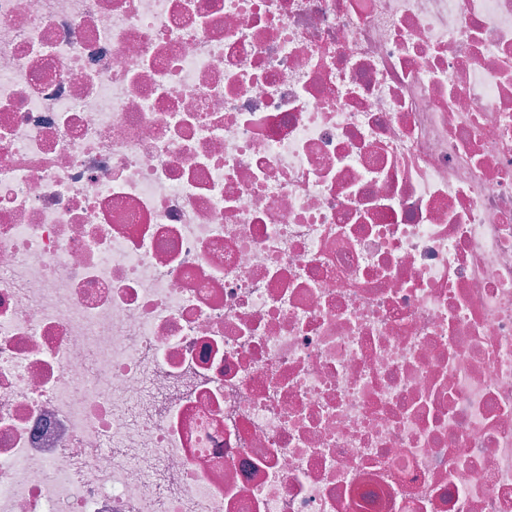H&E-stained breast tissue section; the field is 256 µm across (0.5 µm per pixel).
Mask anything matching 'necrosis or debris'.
I'll return each instance as SVG.
<instances>
[{
  "label": "necrosis or debris",
  "instance_id": "obj_1",
  "mask_svg": "<svg viewBox=\"0 0 512 512\" xmlns=\"http://www.w3.org/2000/svg\"><path fill=\"white\" fill-rule=\"evenodd\" d=\"M0 512H512V0H0Z\"/></svg>",
  "mask_w": 512,
  "mask_h": 512
}]
</instances>
